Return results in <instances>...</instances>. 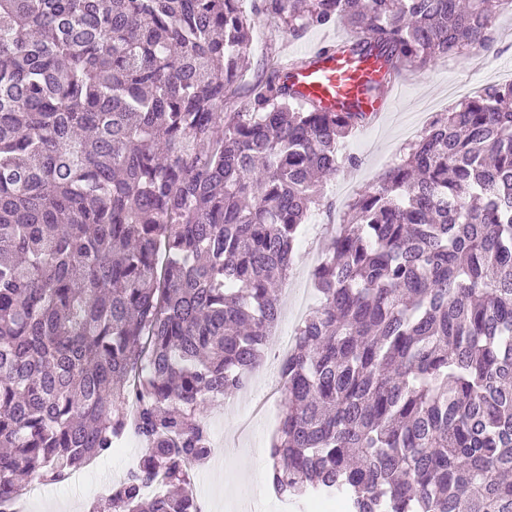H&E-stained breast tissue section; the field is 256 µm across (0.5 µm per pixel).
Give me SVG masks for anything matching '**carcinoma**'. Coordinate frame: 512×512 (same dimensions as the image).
<instances>
[{
  "label": "carcinoma",
  "instance_id": "1",
  "mask_svg": "<svg viewBox=\"0 0 512 512\" xmlns=\"http://www.w3.org/2000/svg\"><path fill=\"white\" fill-rule=\"evenodd\" d=\"M241 0H0V512L131 433L111 512H198L204 414L247 388L279 285L367 112L248 68ZM411 73L512 0H262ZM281 368L275 491L346 512H512V82L440 112L348 204ZM163 477L162 491L145 488Z\"/></svg>",
  "mask_w": 512,
  "mask_h": 512
}]
</instances>
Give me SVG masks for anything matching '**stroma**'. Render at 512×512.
Listing matches in <instances>:
<instances>
[{
  "label": "stroma",
  "instance_id": "stroma-1",
  "mask_svg": "<svg viewBox=\"0 0 512 512\" xmlns=\"http://www.w3.org/2000/svg\"><path fill=\"white\" fill-rule=\"evenodd\" d=\"M260 0H242L241 6L251 22L252 41L249 68L240 83L236 108L249 100V87L270 69L273 57L305 54L318 43L330 44L354 37L355 32L343 24L329 27L311 26L300 36H291L267 14L258 12ZM497 41L492 50L469 54L455 59H442L426 71L403 76L398 97L391 112L374 128L349 139L345 147L359 158V166L346 168L326 183L331 209L312 214L296 246V276L285 282L289 299H306L317 305L319 296L314 288L309 256L315 252L327 229L341 223L349 195L369 186L388 169L412 138L421 135L423 114H437L456 106L463 96L475 95L486 85L499 82L506 71H512V14L505 13L495 20ZM214 454L202 468L196 469L194 497L200 512H285L286 506L275 495L268 482L266 449L274 434L265 424H257L249 438L237 435L238 419L230 400L211 403L207 410ZM144 453L138 438H130L124 448H114L82 468L84 485L73 480L60 483H34L23 478L25 487L39 486L42 495L34 500L31 512H45L51 502L64 499L67 512H89L109 492L112 485L123 480Z\"/></svg>",
  "mask_w": 512,
  "mask_h": 512
}]
</instances>
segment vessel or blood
Here are the masks:
<instances>
[{
  "instance_id": "obj_1",
  "label": "vessel or blood",
  "mask_w": 512,
  "mask_h": 512,
  "mask_svg": "<svg viewBox=\"0 0 512 512\" xmlns=\"http://www.w3.org/2000/svg\"><path fill=\"white\" fill-rule=\"evenodd\" d=\"M307 67L282 65L288 84L324 107L336 111L359 110L373 117L387 112L398 88L394 75L382 61L327 50L320 45L307 52Z\"/></svg>"
}]
</instances>
